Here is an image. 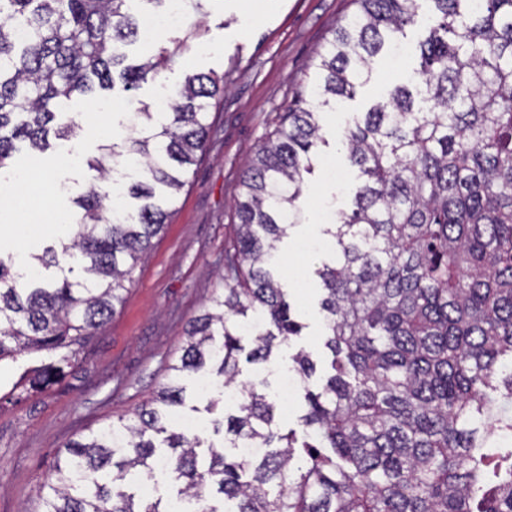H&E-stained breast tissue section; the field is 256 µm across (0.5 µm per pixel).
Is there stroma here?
<instances>
[{"instance_id": "obj_1", "label": "stroma", "mask_w": 512, "mask_h": 512, "mask_svg": "<svg viewBox=\"0 0 512 512\" xmlns=\"http://www.w3.org/2000/svg\"><path fill=\"white\" fill-rule=\"evenodd\" d=\"M355 9L353 0H201L187 5L166 34L167 40L189 44L182 59L138 88L127 91L118 84L99 92L93 102L76 100L60 117L73 126L69 140L53 141L37 158L19 148L12 167L0 172V181L7 183L16 170L27 171L41 190L38 209L67 214L94 180L87 158L112 144L113 134L130 133L137 108L154 103L189 74L212 72L227 82L223 99L210 108L207 149L192 166L172 218L91 346L77 355L68 373L31 396L10 395L20 371L13 363L0 364V512H22L33 505L56 451L86 429L132 411L164 383V368L180 355L189 320L203 314L224 289V247L234 235L233 202L243 169L288 105L306 93V63ZM428 16V5H421L401 39L403 54L378 55L369 80L353 98L323 108L324 141L315 149L314 170L303 185L308 221L350 211L351 191L360 178L338 153V140L416 67ZM318 265V259L308 260L301 285L289 290L304 329L288 351H305L314 360V386L329 372L331 361L324 346Z\"/></svg>"}]
</instances>
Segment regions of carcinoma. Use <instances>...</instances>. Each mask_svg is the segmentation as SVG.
I'll use <instances>...</instances> for the list:
<instances>
[{
    "mask_svg": "<svg viewBox=\"0 0 512 512\" xmlns=\"http://www.w3.org/2000/svg\"><path fill=\"white\" fill-rule=\"evenodd\" d=\"M167 0H0V170L23 141L37 152L72 135L52 128L73 98L153 79L188 50L162 48L124 64L115 44L138 34L135 13ZM419 0H355L357 9L308 64V98L244 170L238 224L224 248V292L189 321L167 382L130 413L58 450L35 506L24 512H169L126 492L163 461L179 495L206 512H512V0H430L435 13L410 84L378 100L342 138L363 182L333 227L323 284L333 373L318 388L304 351L302 434L280 420L279 395L246 377L240 356L269 366L301 333L275 273L277 243L302 223L304 175L322 140L318 108L351 98ZM224 77L196 73L166 107L137 113L138 137L75 204L68 242L44 248L28 278L0 255V361L45 353L25 367L26 393L56 381L124 301L127 284L174 212L203 153L211 101ZM80 267L83 277L69 273ZM240 392L219 400L218 444L166 426L185 406V381ZM242 443L254 452L238 451ZM207 456H200V449Z\"/></svg>",
    "mask_w": 512,
    "mask_h": 512,
    "instance_id": "cac0c4a2",
    "label": "carcinoma"
}]
</instances>
